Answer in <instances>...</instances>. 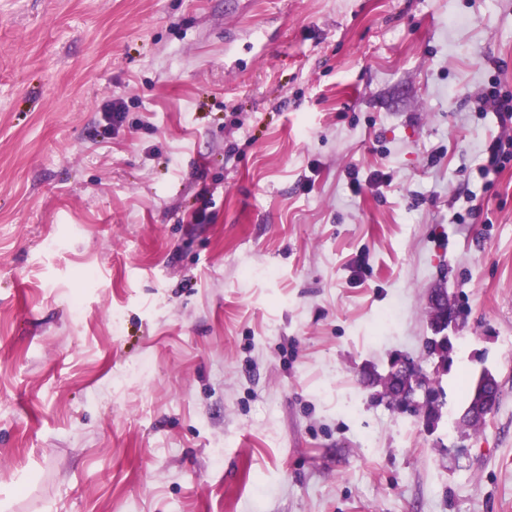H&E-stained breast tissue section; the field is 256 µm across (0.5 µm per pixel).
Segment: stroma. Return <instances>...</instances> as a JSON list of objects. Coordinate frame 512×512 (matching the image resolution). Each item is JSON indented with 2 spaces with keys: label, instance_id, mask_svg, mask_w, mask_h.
<instances>
[{
  "label": "stroma",
  "instance_id": "stroma-1",
  "mask_svg": "<svg viewBox=\"0 0 512 512\" xmlns=\"http://www.w3.org/2000/svg\"><path fill=\"white\" fill-rule=\"evenodd\" d=\"M495 80L512 0H0V512H512ZM440 287L451 434L360 381ZM496 383H498L496 376L487 368H483L473 375L468 383V403L459 419L455 420L456 428L460 426L477 428L478 422H471L466 417L473 405L479 400L485 399L493 406L495 401L494 386Z\"/></svg>",
  "mask_w": 512,
  "mask_h": 512
}]
</instances>
